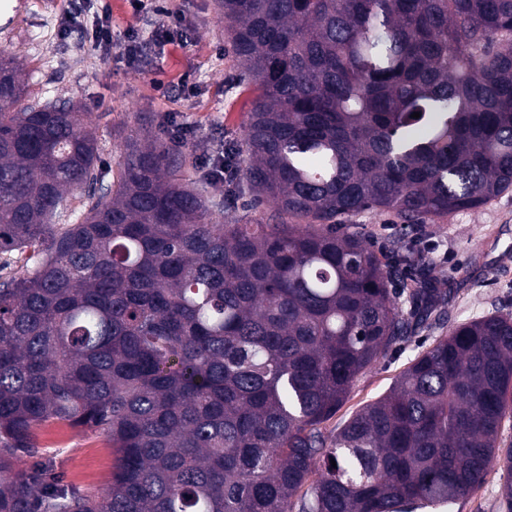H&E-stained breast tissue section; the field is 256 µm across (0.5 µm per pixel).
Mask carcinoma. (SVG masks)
<instances>
[{
  "label": "carcinoma",
  "mask_w": 512,
  "mask_h": 512,
  "mask_svg": "<svg viewBox=\"0 0 512 512\" xmlns=\"http://www.w3.org/2000/svg\"><path fill=\"white\" fill-rule=\"evenodd\" d=\"M259 90L215 224L145 127L106 180L99 127L0 51V512H412L499 474L512 512V315L458 323L337 427L358 377L447 294L390 285L336 218L410 224L512 190V0H219ZM418 112L420 117L411 114ZM49 422L105 433L100 492L17 469ZM249 195L239 197L234 201L236 213L238 215H244L251 223L248 224H265L266 218L272 209V205L263 202L257 206H254L251 202ZM253 206V207H252Z\"/></svg>",
  "instance_id": "carcinoma-1"
}]
</instances>
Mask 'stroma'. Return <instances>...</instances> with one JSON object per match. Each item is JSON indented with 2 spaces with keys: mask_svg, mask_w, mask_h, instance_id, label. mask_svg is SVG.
Listing matches in <instances>:
<instances>
[{
  "mask_svg": "<svg viewBox=\"0 0 512 512\" xmlns=\"http://www.w3.org/2000/svg\"><path fill=\"white\" fill-rule=\"evenodd\" d=\"M112 12V29L124 37L135 28L142 46L138 66L120 56L90 52L84 31L101 5ZM155 13L134 16L129 0H0V49L23 61L33 91L48 99L72 101L100 127L105 169H115L123 137L149 125L167 140L174 125L188 124L193 137L183 142V180L204 190L215 222H225L224 186L206 177V156L225 149L240 152L242 135L255 95L224 31L217 0H156ZM180 12L187 43L155 44L152 33L167 12ZM77 18L62 33L66 13ZM340 233L357 235L381 260L409 243L428 256V269L405 267L422 279L432 271L448 294L446 320L421 329L400 351L381 358L356 381L337 413L343 422L364 404L384 394L408 362L449 325L476 320L491 312L512 313V193L477 210H460L437 221L408 225L394 214L362 211L340 220ZM37 452L23 458L21 469L49 465L68 485L97 491L109 485L117 453L98 431L50 422L37 432Z\"/></svg>",
  "mask_w": 512,
  "mask_h": 512,
  "instance_id": "1",
  "label": "stroma"
}]
</instances>
